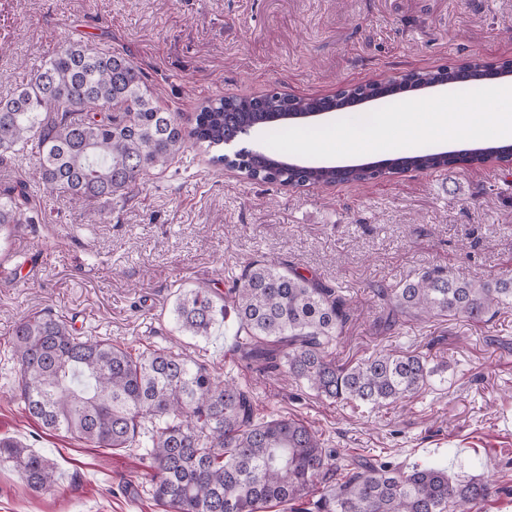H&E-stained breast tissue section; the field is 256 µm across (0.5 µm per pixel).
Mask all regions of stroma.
I'll use <instances>...</instances> for the list:
<instances>
[{
  "label": "stroma",
  "instance_id": "stroma-1",
  "mask_svg": "<svg viewBox=\"0 0 512 512\" xmlns=\"http://www.w3.org/2000/svg\"><path fill=\"white\" fill-rule=\"evenodd\" d=\"M69 42L116 50L140 67L184 126L199 105L277 88L325 97L345 84L478 56L512 59V0H0V97ZM38 145L0 160V194L25 184L31 224L0 241V270L34 254L35 272L0 282V436L48 457L56 486L33 494L0 467V512H163L142 450L93 448L46 431L12 392L8 336L39 313L85 336L132 348L177 345L249 385L261 414L296 415L329 447L412 466L512 478V310L484 324L411 321L376 333L375 288L434 267L465 279L512 275V170L408 171L385 180L290 190L256 183L194 146L150 175L130 200L76 202L31 179ZM287 263L341 288L354 317L336 349L349 362L376 349L416 350L433 385L395 406L331 405L279 375L245 369L227 318L207 338L179 332L178 289L224 293L250 261Z\"/></svg>",
  "mask_w": 512,
  "mask_h": 512
}]
</instances>
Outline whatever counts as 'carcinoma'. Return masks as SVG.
<instances>
[{
  "label": "carcinoma",
  "instance_id": "cac0c4a2",
  "mask_svg": "<svg viewBox=\"0 0 512 512\" xmlns=\"http://www.w3.org/2000/svg\"><path fill=\"white\" fill-rule=\"evenodd\" d=\"M512 75V59L407 71L399 82L450 87ZM370 83L348 85L327 100L270 92L223 97L199 106L186 129L154 99L139 67L124 53L71 44L0 98V158L38 144L31 172L43 190L73 200L126 199L150 173L163 171L191 146L224 145L250 131L311 127L302 116L318 108L345 111ZM72 91L79 107L63 96ZM267 146L214 162L249 179L300 188L390 177L405 170L452 169L461 162L512 161V144L492 140L452 154L429 145L398 149L387 166L298 167ZM14 193L0 197V231L31 224ZM383 305L381 333L411 320L487 316L512 308V276L462 280L436 267L400 285L374 289ZM238 323L237 350L248 368L303 384L331 404L382 408L431 386L434 368L416 351L380 350L354 363L335 350L354 311L341 290L286 263L252 261L227 295L207 288L178 291L177 328L209 337L228 313ZM8 343L18 364L16 397L49 431L95 448H143L151 461L153 498L172 512H261L312 498L313 512H470L502 488L489 477L453 480L439 464L411 467L326 447L304 421L258 417L251 390L220 379L207 364L172 347L132 349L79 336L66 321L35 315L17 322ZM13 468L31 491L58 482L54 462L11 437H0V466Z\"/></svg>",
  "mask_w": 512,
  "mask_h": 512
}]
</instances>
